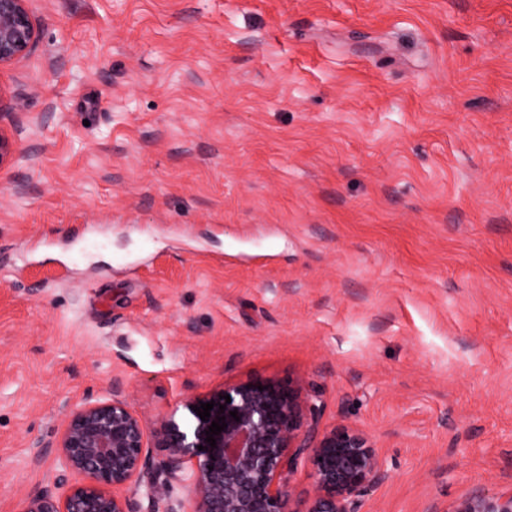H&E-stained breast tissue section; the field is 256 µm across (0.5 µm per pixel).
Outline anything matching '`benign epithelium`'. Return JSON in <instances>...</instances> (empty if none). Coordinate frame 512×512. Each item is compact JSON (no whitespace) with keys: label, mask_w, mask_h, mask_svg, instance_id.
<instances>
[{"label":"benign epithelium","mask_w":512,"mask_h":512,"mask_svg":"<svg viewBox=\"0 0 512 512\" xmlns=\"http://www.w3.org/2000/svg\"><path fill=\"white\" fill-rule=\"evenodd\" d=\"M29 2L0 0V70L36 44ZM28 160L14 134L0 127V167ZM211 400L215 405L203 421L193 407ZM181 407L183 415L162 419L154 434L155 446L168 449L162 481L146 471V426L125 401L112 398L72 410L51 447L61 467L79 481L61 494L32 495L19 512H132L130 495L155 502L174 481L189 486L188 512H355L353 497L381 476L379 457L363 432L348 426L318 429L319 406L299 380L248 379L187 397ZM220 416L227 427L214 436L213 448L205 431ZM302 455L311 462L313 484L297 500L287 476ZM455 512H512V492L466 498Z\"/></svg>","instance_id":"benign-epithelium-1"}]
</instances>
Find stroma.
Masks as SVG:
<instances>
[{"instance_id": "1", "label": "stroma", "mask_w": 512, "mask_h": 512, "mask_svg": "<svg viewBox=\"0 0 512 512\" xmlns=\"http://www.w3.org/2000/svg\"><path fill=\"white\" fill-rule=\"evenodd\" d=\"M0 72V512L113 397L303 381L357 512L512 491V0H32ZM7 96L6 91L2 90L0 84V169L5 164H16L30 160V156L22 152L17 144L14 134L2 128V122L5 117L8 118L12 128L17 132L18 124L16 117L24 112H18L22 109L23 103L21 99L13 97L9 109L13 112H3L2 101Z\"/></svg>"}]
</instances>
